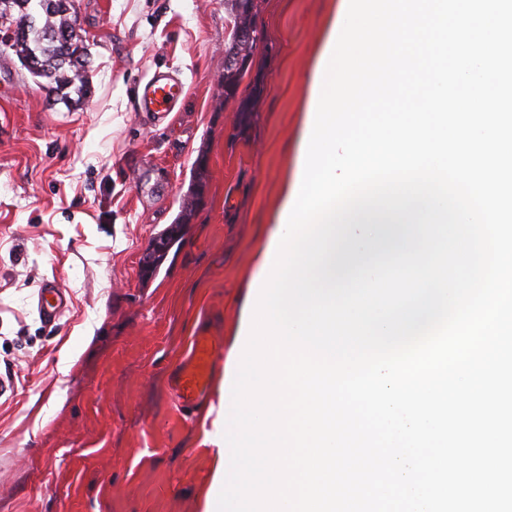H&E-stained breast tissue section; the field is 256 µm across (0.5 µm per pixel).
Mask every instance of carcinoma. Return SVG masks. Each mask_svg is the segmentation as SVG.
Here are the masks:
<instances>
[{
    "instance_id": "obj_1",
    "label": "carcinoma",
    "mask_w": 512,
    "mask_h": 512,
    "mask_svg": "<svg viewBox=\"0 0 512 512\" xmlns=\"http://www.w3.org/2000/svg\"><path fill=\"white\" fill-rule=\"evenodd\" d=\"M70 0H0V43L7 46L28 72L45 80V86L67 106L76 105L91 93L88 71L90 53L85 43L67 37ZM226 20L231 29L224 40V101L237 99L245 73L236 67L242 59L254 62L255 51L264 35L258 25L259 0H224ZM263 75L256 73L253 95L242 98L238 121L251 125Z\"/></svg>"
}]
</instances>
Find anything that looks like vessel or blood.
Segmentation results:
<instances>
[{
	"instance_id": "vessel-or-blood-1",
	"label": "vessel or blood",
	"mask_w": 512,
	"mask_h": 512,
	"mask_svg": "<svg viewBox=\"0 0 512 512\" xmlns=\"http://www.w3.org/2000/svg\"><path fill=\"white\" fill-rule=\"evenodd\" d=\"M182 94L175 75L169 71H154L136 89L140 111L164 115L173 111ZM41 320L54 325L67 306V297L57 281L42 282L35 294ZM218 348L212 337L197 335L171 372L168 383L171 394L185 415H192L204 406L211 392L213 370Z\"/></svg>"
}]
</instances>
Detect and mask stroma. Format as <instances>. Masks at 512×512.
<instances>
[{
	"label": "stroma",
	"instance_id": "obj_1",
	"mask_svg": "<svg viewBox=\"0 0 512 512\" xmlns=\"http://www.w3.org/2000/svg\"><path fill=\"white\" fill-rule=\"evenodd\" d=\"M340 4L261 0L263 92L246 128L220 90L224 0H72L91 54V93L73 107L0 45V512H205L226 368ZM156 69L185 96L154 125L134 90ZM199 179L180 243L143 277ZM46 279L69 295L52 327L34 305ZM200 333L219 355L211 401L189 419L168 377Z\"/></svg>",
	"mask_w": 512,
	"mask_h": 512
}]
</instances>
